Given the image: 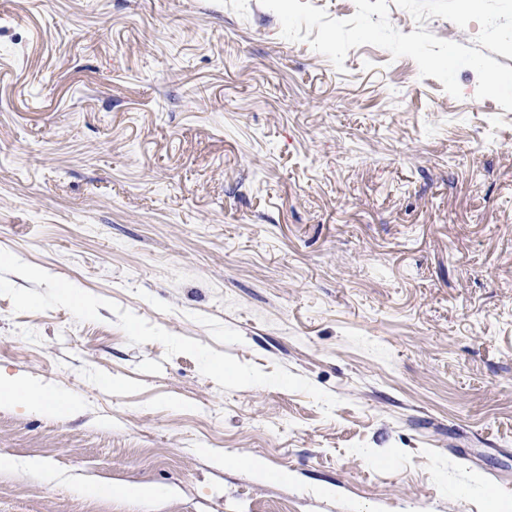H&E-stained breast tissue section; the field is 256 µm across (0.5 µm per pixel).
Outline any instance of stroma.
Masks as SVG:
<instances>
[{"label": "stroma", "mask_w": 512, "mask_h": 512, "mask_svg": "<svg viewBox=\"0 0 512 512\" xmlns=\"http://www.w3.org/2000/svg\"><path fill=\"white\" fill-rule=\"evenodd\" d=\"M457 80L0 0V373L79 404H0V512H512V112Z\"/></svg>", "instance_id": "obj_1"}]
</instances>
